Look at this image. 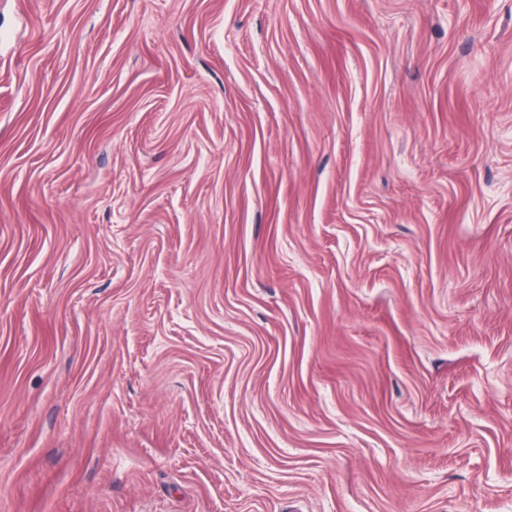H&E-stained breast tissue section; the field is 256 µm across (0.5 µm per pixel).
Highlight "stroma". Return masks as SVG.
I'll return each instance as SVG.
<instances>
[{
  "instance_id": "obj_1",
  "label": "stroma",
  "mask_w": 512,
  "mask_h": 512,
  "mask_svg": "<svg viewBox=\"0 0 512 512\" xmlns=\"http://www.w3.org/2000/svg\"><path fill=\"white\" fill-rule=\"evenodd\" d=\"M0 512H512V0H0Z\"/></svg>"
}]
</instances>
